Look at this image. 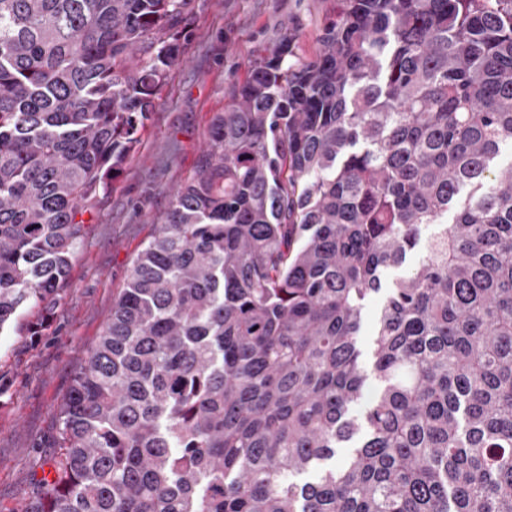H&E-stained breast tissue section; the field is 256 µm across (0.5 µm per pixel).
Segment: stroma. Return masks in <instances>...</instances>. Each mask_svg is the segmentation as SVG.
I'll use <instances>...</instances> for the list:
<instances>
[{"mask_svg": "<svg viewBox=\"0 0 512 512\" xmlns=\"http://www.w3.org/2000/svg\"><path fill=\"white\" fill-rule=\"evenodd\" d=\"M336 0H193L181 62L141 139L91 213L43 335L0 333V512H24L55 452L59 409L174 191L192 178L211 121L284 32L313 56Z\"/></svg>", "mask_w": 512, "mask_h": 512, "instance_id": "1", "label": "stroma"}]
</instances>
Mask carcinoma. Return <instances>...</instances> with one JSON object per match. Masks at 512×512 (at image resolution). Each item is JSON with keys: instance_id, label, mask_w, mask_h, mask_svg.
Segmentation results:
<instances>
[{"instance_id": "cac0c4a2", "label": "carcinoma", "mask_w": 512, "mask_h": 512, "mask_svg": "<svg viewBox=\"0 0 512 512\" xmlns=\"http://www.w3.org/2000/svg\"><path fill=\"white\" fill-rule=\"evenodd\" d=\"M191 3L0 0V333L47 327ZM295 40L214 116L26 512H512V0H340ZM380 304L379 298H374L367 306L364 313V321L360 336V347L364 354H367L371 348L373 338L376 313Z\"/></svg>"}]
</instances>
